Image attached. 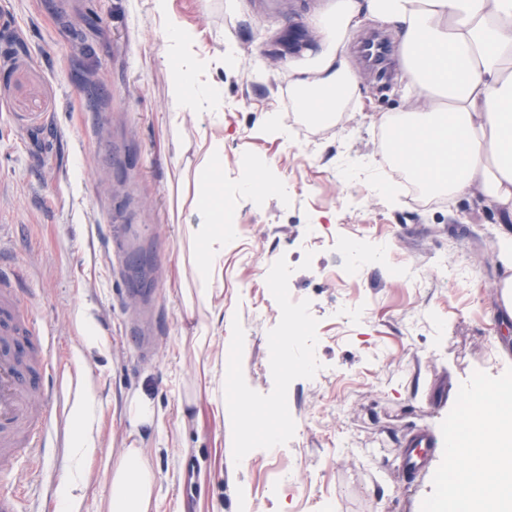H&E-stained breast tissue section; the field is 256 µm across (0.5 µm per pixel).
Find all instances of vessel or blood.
<instances>
[{"label": "vessel or blood", "mask_w": 512, "mask_h": 512, "mask_svg": "<svg viewBox=\"0 0 512 512\" xmlns=\"http://www.w3.org/2000/svg\"><path fill=\"white\" fill-rule=\"evenodd\" d=\"M11 248L0 225V477L21 482L25 474L21 455L44 448L53 428L61 426L56 370L49 331L20 312L26 292L19 288L20 271L6 264ZM40 394L44 407L32 412L29 399ZM400 469L407 483L426 476L439 446L435 433L418 427L400 441Z\"/></svg>", "instance_id": "obj_1"}]
</instances>
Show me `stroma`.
<instances>
[{"label":"stroma","instance_id":"1","mask_svg":"<svg viewBox=\"0 0 512 512\" xmlns=\"http://www.w3.org/2000/svg\"><path fill=\"white\" fill-rule=\"evenodd\" d=\"M323 3L247 0L236 14L226 0L172 2L201 33L181 65L223 87L220 108L186 115L185 126L223 138L220 183L236 205L211 366L225 389H244L258 422L288 417L276 446L252 430L256 447L231 458L225 427L208 416L184 426L176 414L179 401L208 403L172 280L186 225L207 215L183 200L198 191L194 141L166 137L168 32L153 0H0V225L33 293L28 310L52 335L64 413L90 388L101 420V446L84 468L53 437L22 457L35 484L0 486L20 512H99L102 466L127 444L126 406L141 390L164 415L163 430L140 441L158 474V512H428L445 493L448 457L438 448L426 482L405 486L395 451L405 429L426 425L447 439L474 378L493 391L512 383V359L499 351L512 345V319L498 318L491 291L505 272L496 212L469 198L391 205L373 190L381 130L372 116L402 108L397 66L382 79L360 70L362 106L337 126L286 142L263 125L273 108L292 117L287 55ZM253 160L277 188L243 197ZM176 167L188 187L170 182ZM115 224L147 228L141 274L132 256L121 270L108 261ZM459 256L466 274L454 278L444 263ZM146 296L160 304L159 341L143 363L124 324ZM291 305L317 371L271 366ZM84 315L104 343L89 346ZM227 343L237 348L228 376ZM70 476L81 487L69 493Z\"/></svg>","mask_w":512,"mask_h":512}]
</instances>
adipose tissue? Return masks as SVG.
Returning a JSON list of instances; mask_svg holds the SVG:
<instances>
[{
    "instance_id": "ef3b65f1",
    "label": "adipose tissue",
    "mask_w": 512,
    "mask_h": 512,
    "mask_svg": "<svg viewBox=\"0 0 512 512\" xmlns=\"http://www.w3.org/2000/svg\"><path fill=\"white\" fill-rule=\"evenodd\" d=\"M367 20L393 33L404 73L403 109L377 116L389 132L383 157L398 161L424 195L474 197L512 219V0H327L309 20L316 48L288 63L290 111L329 127L358 104L360 79L347 47ZM168 94L182 112L221 99L216 86L183 70L170 73ZM192 204L208 220L189 225L188 262L178 265L175 280L201 351L210 334L205 313L224 293V241L233 230L224 223L221 196L204 189ZM511 414L512 402L490 391L484 402H469L452 437L465 460L449 462L446 497L434 512H512V432L502 426ZM72 421L77 457L93 456V397L74 404ZM478 435L487 447H474ZM103 482L109 492L100 512H157L158 476L136 444L106 461Z\"/></svg>"
}]
</instances>
